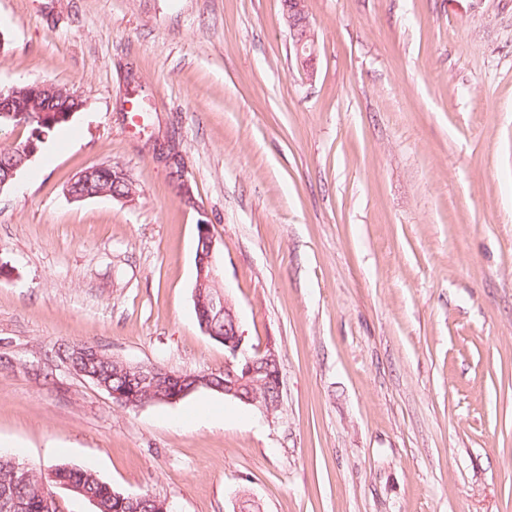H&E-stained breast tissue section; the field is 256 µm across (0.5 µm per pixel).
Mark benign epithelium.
Listing matches in <instances>:
<instances>
[{"label":"benign epithelium","mask_w":512,"mask_h":512,"mask_svg":"<svg viewBox=\"0 0 512 512\" xmlns=\"http://www.w3.org/2000/svg\"><path fill=\"white\" fill-rule=\"evenodd\" d=\"M289 29L293 40L298 68L309 73L314 70L317 48L314 29L305 0H289ZM47 83H35L23 88L0 89V116H10L16 125H27V118L35 112L41 118L52 119V114L43 110L40 100ZM198 247L196 255L197 278L194 292V306L202 321V330L212 339L224 344L225 361L219 381L216 375L203 373L192 376L191 386L178 380L177 375L159 366L134 364L119 359L112 363L128 373V379L138 383L132 389L126 387L100 386L119 406L127 409L142 408L151 403H175L193 391L205 388L224 394L230 400L252 406L268 416L280 406L281 368L280 357L274 346L248 351L244 336L239 330L234 304L227 289L220 285L216 275V238L212 225L202 222L197 225ZM210 288L205 298L199 292ZM224 318V333L219 334L212 327V321Z\"/></svg>","instance_id":"obj_1"}]
</instances>
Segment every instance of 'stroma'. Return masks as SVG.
<instances>
[{
	"label": "stroma",
	"instance_id": "obj_1",
	"mask_svg": "<svg viewBox=\"0 0 512 512\" xmlns=\"http://www.w3.org/2000/svg\"><path fill=\"white\" fill-rule=\"evenodd\" d=\"M307 9L310 75L282 0H0V86L84 101L0 190V441L175 512H512V0ZM97 164L138 201H71ZM203 221L246 346L280 354L273 416L124 409L54 356L222 372Z\"/></svg>",
	"mask_w": 512,
	"mask_h": 512
}]
</instances>
